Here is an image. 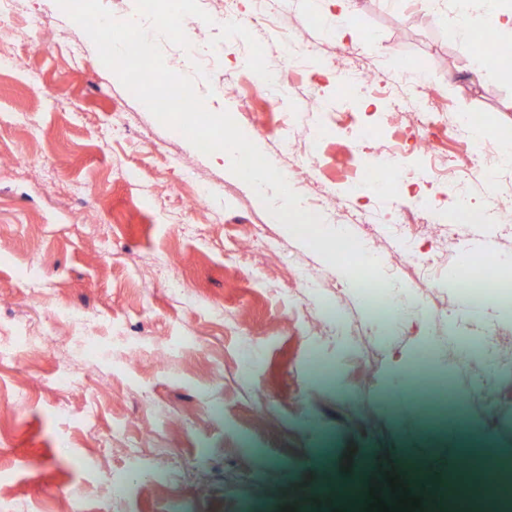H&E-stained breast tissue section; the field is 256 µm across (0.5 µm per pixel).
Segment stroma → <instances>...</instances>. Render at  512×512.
Listing matches in <instances>:
<instances>
[{"instance_id":"stroma-1","label":"stroma","mask_w":512,"mask_h":512,"mask_svg":"<svg viewBox=\"0 0 512 512\" xmlns=\"http://www.w3.org/2000/svg\"><path fill=\"white\" fill-rule=\"evenodd\" d=\"M442 2L356 0L347 46L308 0H273L269 28L185 26L223 48L195 88L210 111H235L242 90L224 75L237 57L251 49L280 70L282 33L300 28L321 47L306 67L334 114L309 109L298 81L250 139L304 202L333 191L393 241L400 210L361 170L387 140L407 147L398 169L420 165L409 106L349 100L324 74L344 61L376 77L412 66L447 115L482 114L488 144L512 138V76L477 73L479 36L448 25ZM13 25L0 40V57L21 59L0 67V512H331L340 487L345 512H366L355 483L406 470L422 475L419 512H458L461 457L477 448L512 462V299L448 283L466 247L512 283V233L458 218L432 180L428 221L454 230L417 240L425 274H390L403 260L394 250L371 276L339 275L271 223L223 159L130 95L56 0H16ZM363 110L361 142L348 143L334 115ZM284 122L297 134L286 151L273 145ZM18 155L35 177L6 174ZM309 160L313 183L299 172ZM485 241L493 253L479 251ZM303 274L317 285L302 288ZM366 277L389 310L364 295ZM175 281L186 296H172ZM80 316L94 319L84 331L100 337L99 356L77 344ZM62 370L82 371L84 389L58 388ZM433 377L463 414L440 417L421 399Z\"/></svg>"}]
</instances>
